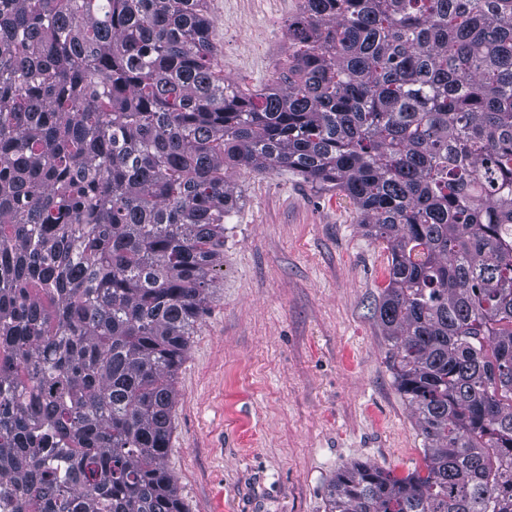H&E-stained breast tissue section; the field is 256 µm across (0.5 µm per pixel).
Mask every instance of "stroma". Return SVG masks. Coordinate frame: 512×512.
<instances>
[{
	"mask_svg": "<svg viewBox=\"0 0 512 512\" xmlns=\"http://www.w3.org/2000/svg\"><path fill=\"white\" fill-rule=\"evenodd\" d=\"M298 8L211 0L225 83L248 91L279 76ZM227 176L239 210L178 370L166 467L189 512H327L343 466L401 478L423 464L375 315L388 252L339 192L282 170Z\"/></svg>",
	"mask_w": 512,
	"mask_h": 512,
	"instance_id": "obj_1",
	"label": "stroma"
}]
</instances>
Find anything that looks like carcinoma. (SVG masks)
I'll return each instance as SVG.
<instances>
[{"label":"carcinoma","instance_id":"cac0c4a2","mask_svg":"<svg viewBox=\"0 0 512 512\" xmlns=\"http://www.w3.org/2000/svg\"><path fill=\"white\" fill-rule=\"evenodd\" d=\"M209 0H0V501L188 512L175 379L224 271L225 171L349 198L424 469L328 512H512V0H300L280 82L217 69Z\"/></svg>","mask_w":512,"mask_h":512}]
</instances>
